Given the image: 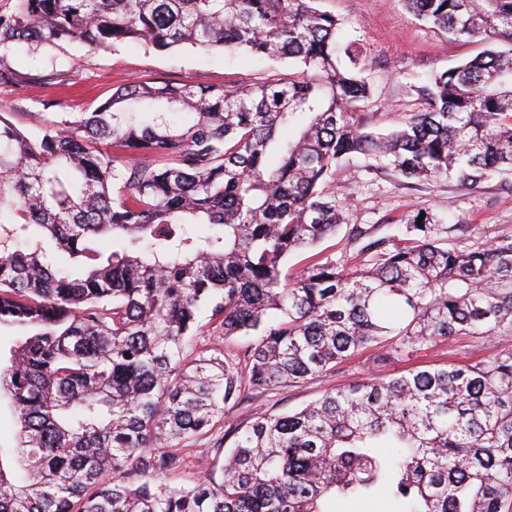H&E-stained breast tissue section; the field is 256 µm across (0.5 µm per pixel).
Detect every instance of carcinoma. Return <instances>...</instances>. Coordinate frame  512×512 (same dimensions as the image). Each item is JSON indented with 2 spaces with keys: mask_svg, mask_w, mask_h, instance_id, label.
<instances>
[{
  "mask_svg": "<svg viewBox=\"0 0 512 512\" xmlns=\"http://www.w3.org/2000/svg\"><path fill=\"white\" fill-rule=\"evenodd\" d=\"M317 0H14L0 11V85L13 45L136 43L293 60L249 85L139 79L91 112L35 130L0 116V365L19 427L18 486L0 512H329L380 491L404 512H512V350L474 365L336 388L232 433L219 471L179 482L182 444L246 393L292 387L365 349L379 364L454 336L512 335V234L460 246L469 224L422 211L403 237L348 228L331 191L354 154L404 180L477 187L512 172V52L417 87L425 108L388 133L352 105L363 50ZM457 38L512 46V0H404ZM347 58L340 63V56ZM163 104L149 122L124 103ZM192 119L182 125L172 115ZM423 221H418L419 216ZM110 236L106 254L97 241ZM308 252L296 273L288 256ZM229 357L199 350L198 316Z\"/></svg>",
  "mask_w": 512,
  "mask_h": 512,
  "instance_id": "1",
  "label": "carcinoma"
}]
</instances>
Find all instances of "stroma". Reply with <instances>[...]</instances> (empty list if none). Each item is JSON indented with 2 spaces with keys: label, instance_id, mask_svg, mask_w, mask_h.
<instances>
[{
  "label": "stroma",
  "instance_id": "1",
  "mask_svg": "<svg viewBox=\"0 0 512 512\" xmlns=\"http://www.w3.org/2000/svg\"><path fill=\"white\" fill-rule=\"evenodd\" d=\"M320 10L335 15L343 24L344 38L366 51L364 76L371 86L368 99L355 111L365 131L387 132L407 114L419 111L423 102L416 88L436 72L483 56L491 50L482 37L455 38L440 32L409 12L403 0H319ZM11 66L22 76L18 86L0 85V113L25 128L32 114L89 112L111 97L116 88L135 78L175 80L196 86L224 82L249 84L272 70H287L288 62L215 50L192 49L154 52L139 45L116 50H92L82 46L45 48L30 54L19 43L9 52ZM365 157L355 156L336 168V202L351 224L378 227L380 233H397L408 214L424 209L442 224H472L484 241L512 234V174L497 175L478 187L457 181H405L385 168L368 169ZM512 350V336L477 340L456 337L395 360L383 367L372 363V351H363L333 371L293 387L249 396L224 413L223 422L199 438L187 441L183 454L189 465L182 482L192 483L223 462L217 443L225 432L249 423L268 411L288 413L320 397L365 378L390 379L432 364H473L489 355Z\"/></svg>",
  "mask_w": 512,
  "mask_h": 512
}]
</instances>
